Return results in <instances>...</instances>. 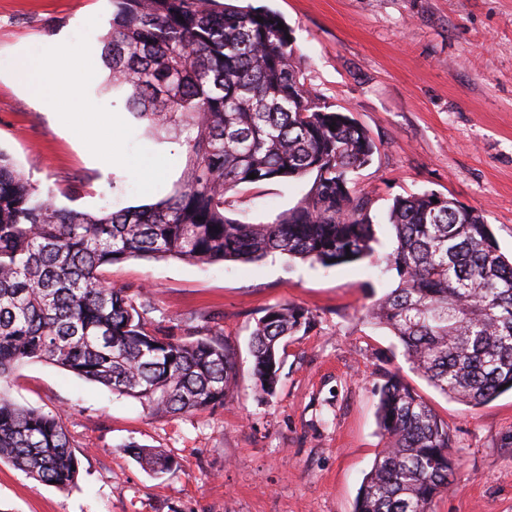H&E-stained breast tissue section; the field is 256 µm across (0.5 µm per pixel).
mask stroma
<instances>
[{
  "mask_svg": "<svg viewBox=\"0 0 512 512\" xmlns=\"http://www.w3.org/2000/svg\"><path fill=\"white\" fill-rule=\"evenodd\" d=\"M285 20L308 83L373 140L355 189L370 200L376 254L388 251L387 212L398 196L434 192L482 211L512 256V0H242ZM108 0H0V150L61 205L90 212L169 196L185 158L173 134H145L103 89L96 38ZM64 60L86 71L75 96L41 105L22 61ZM111 119L112 155L74 115ZM136 161L153 178L131 175ZM122 191H114L113 183ZM312 177L267 181L233 194L232 219L270 223L307 194ZM118 288L144 287L154 319L215 323L237 353L240 385L222 407L152 416L44 362L21 367L6 391L18 405L60 414L81 462L74 486L41 485L0 462V512H354L382 446L374 391L399 374L445 420L461 459L435 512H512V393L476 408L447 398L411 370L396 339L363 318L396 287L369 261L335 267L276 255L202 265L131 258L104 270ZM308 309V332L287 339L281 385L258 402L250 333L264 309ZM161 450L178 463L155 475L127 452Z\"/></svg>",
  "mask_w": 512,
  "mask_h": 512,
  "instance_id": "1",
  "label": "stroma"
}]
</instances>
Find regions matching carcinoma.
I'll use <instances>...</instances> for the list:
<instances>
[{"instance_id": "carcinoma-1", "label": "carcinoma", "mask_w": 512, "mask_h": 512, "mask_svg": "<svg viewBox=\"0 0 512 512\" xmlns=\"http://www.w3.org/2000/svg\"><path fill=\"white\" fill-rule=\"evenodd\" d=\"M110 2L109 29L98 36L105 89L148 130L183 137L182 183L148 208L88 213L57 205L0 151V385L45 361L137 400L150 415L202 412L238 387L233 350L217 333L182 335L186 318L153 319L150 292L113 287L103 268L137 257L215 264L279 253L323 267L371 259L369 200L350 184L376 146L307 85L277 12L225 0ZM307 175L305 197L270 224L225 215L227 195L244 186ZM388 221L394 242L382 261L399 282L364 318L388 329L412 369L446 396L479 406L512 391V260L484 216L423 192L394 198ZM312 320L291 304L255 320L258 398L275 395L280 347ZM382 378L383 446L354 512H434L460 469L450 428L397 374ZM134 456L156 475L177 466L154 448L137 446ZM2 459L60 490L80 470L60 417L0 391Z\"/></svg>"}]
</instances>
